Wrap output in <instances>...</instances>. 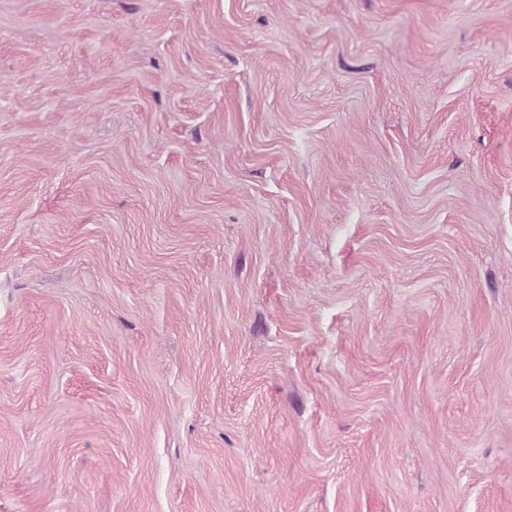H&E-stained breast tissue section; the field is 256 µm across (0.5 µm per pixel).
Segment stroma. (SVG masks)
<instances>
[{
	"label": "stroma",
	"instance_id": "obj_1",
	"mask_svg": "<svg viewBox=\"0 0 512 512\" xmlns=\"http://www.w3.org/2000/svg\"><path fill=\"white\" fill-rule=\"evenodd\" d=\"M0 512H512V0H0Z\"/></svg>",
	"mask_w": 512,
	"mask_h": 512
}]
</instances>
